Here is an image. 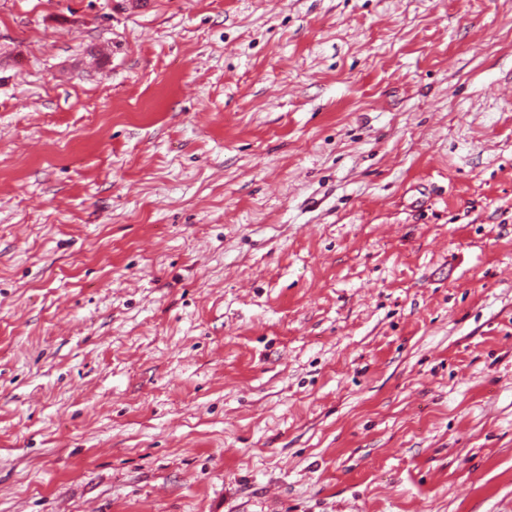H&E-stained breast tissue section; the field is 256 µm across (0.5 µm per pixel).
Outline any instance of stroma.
<instances>
[{"label": "stroma", "mask_w": 512, "mask_h": 512, "mask_svg": "<svg viewBox=\"0 0 512 512\" xmlns=\"http://www.w3.org/2000/svg\"><path fill=\"white\" fill-rule=\"evenodd\" d=\"M0 512H512V0H0Z\"/></svg>", "instance_id": "1"}]
</instances>
